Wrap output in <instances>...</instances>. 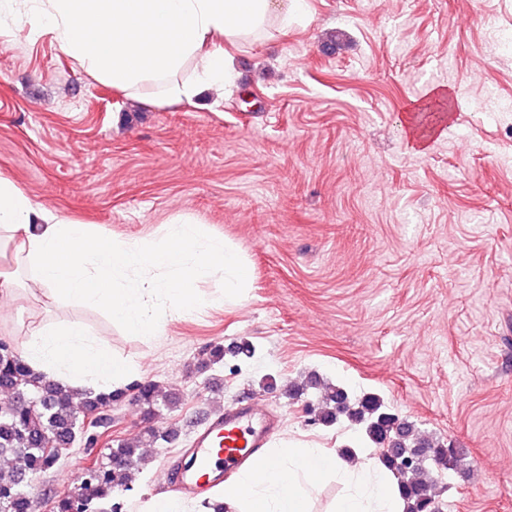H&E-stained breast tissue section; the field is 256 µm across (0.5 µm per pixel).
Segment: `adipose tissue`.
<instances>
[{"mask_svg":"<svg viewBox=\"0 0 512 512\" xmlns=\"http://www.w3.org/2000/svg\"><path fill=\"white\" fill-rule=\"evenodd\" d=\"M26 11L0 0V32L28 38L47 34L87 70L133 92L154 82L162 104L191 100L224 85L229 47L287 34L298 0H28ZM191 80H178L188 62ZM13 248L27 267L25 288L40 300L95 306L129 332L159 335L162 317H187L202 301L197 281L221 277L224 300L242 301L246 276L240 253L201 224L175 221L157 244L103 239L86 224L63 220L0 176V252ZM24 358L47 377L75 389L112 390L124 375L108 347L81 323L38 326ZM334 475L342 488L330 512H404L387 472L352 468L322 448L287 444L259 456L225 485L230 512H310L300 483Z\"/></svg>","mask_w":512,"mask_h":512,"instance_id":"1","label":"adipose tissue"}]
</instances>
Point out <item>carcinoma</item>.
<instances>
[{
  "label": "carcinoma",
  "instance_id": "obj_1",
  "mask_svg": "<svg viewBox=\"0 0 512 512\" xmlns=\"http://www.w3.org/2000/svg\"><path fill=\"white\" fill-rule=\"evenodd\" d=\"M308 388L319 390L314 420L331 426L345 418L362 427L365 439L376 447L380 463L398 480L405 512H429L436 502L437 480L425 464L413 460L426 448L430 460L454 465L456 450L429 437H418L413 426L384 410L376 397L350 401L346 391L328 381L310 378L308 384L288 387L296 399ZM0 390L11 398L0 403V512H33V502L22 475L36 477L53 470L77 440L84 439L85 419L112 408L128 397L142 408L148 423L143 438L148 446L170 443L172 432L154 425L162 411L173 410L179 398L162 395L146 380L130 387L131 394L82 391L75 393L59 382L38 375L6 341H0ZM95 474H80L70 492L52 501V512H118L116 495L132 490L144 462L140 445L120 440L99 451Z\"/></svg>",
  "mask_w": 512,
  "mask_h": 512
}]
</instances>
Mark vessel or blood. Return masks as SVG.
<instances>
[{
    "label": "vessel or blood",
    "instance_id": "1",
    "mask_svg": "<svg viewBox=\"0 0 512 512\" xmlns=\"http://www.w3.org/2000/svg\"><path fill=\"white\" fill-rule=\"evenodd\" d=\"M278 423V416L257 400L211 414L186 451L175 489L198 495L223 483L226 475L247 466L266 446Z\"/></svg>",
    "mask_w": 512,
    "mask_h": 512
}]
</instances>
